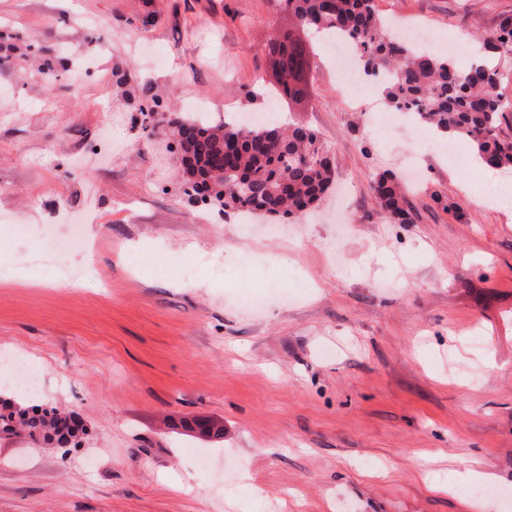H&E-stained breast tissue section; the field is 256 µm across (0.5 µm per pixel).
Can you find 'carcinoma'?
I'll return each mask as SVG.
<instances>
[{
  "mask_svg": "<svg viewBox=\"0 0 512 512\" xmlns=\"http://www.w3.org/2000/svg\"><path fill=\"white\" fill-rule=\"evenodd\" d=\"M304 31L342 34L357 48L365 76L383 78L386 99L396 110H416L417 122L450 139H465L481 163L512 169V137L500 126L512 113V102L498 91V60L512 49V15L484 39V62L467 69L454 59L395 40L374 0H278ZM18 36L0 31V68L42 59L40 73L58 77L54 57L32 42L14 53ZM189 133L180 145L184 155L185 193L204 205L240 215L301 216L320 201L333 184V164L322 162L326 151L317 135L303 127L288 130L276 121L204 122L191 114L180 122ZM382 209L397 223L413 221L411 209L393 173L377 179ZM76 413L57 407L24 404L0 392V438L24 435L36 447L62 445L68 420Z\"/></svg>",
  "mask_w": 512,
  "mask_h": 512,
  "instance_id": "obj_1",
  "label": "carcinoma"
}]
</instances>
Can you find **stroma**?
I'll return each instance as SVG.
<instances>
[{"label": "stroma", "mask_w": 512, "mask_h": 512, "mask_svg": "<svg viewBox=\"0 0 512 512\" xmlns=\"http://www.w3.org/2000/svg\"><path fill=\"white\" fill-rule=\"evenodd\" d=\"M376 6L449 41L512 14ZM288 24L271 0H0V30L68 63L0 72V352L86 427L67 448L0 439V512H467L464 460L494 476L484 512H512V218L461 190L466 142L431 151L407 115L388 133L383 88L351 104L320 54L309 99L276 119L331 149L335 190L276 238L269 217L245 233L184 193L171 120L267 111L244 95L274 81L263 47ZM414 152L413 221L397 224L374 186ZM250 293L267 307H244ZM193 419L223 438H196ZM210 451L224 470L206 480Z\"/></svg>", "instance_id": "35a3bbf8"}]
</instances>
